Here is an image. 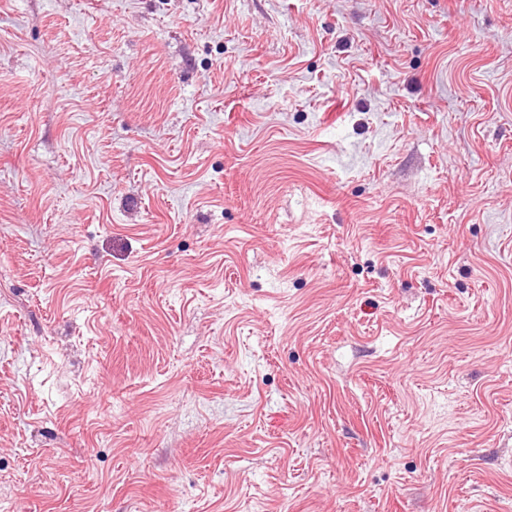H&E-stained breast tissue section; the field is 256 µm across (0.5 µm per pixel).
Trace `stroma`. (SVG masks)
I'll use <instances>...</instances> for the list:
<instances>
[{
	"label": "stroma",
	"instance_id": "1",
	"mask_svg": "<svg viewBox=\"0 0 512 512\" xmlns=\"http://www.w3.org/2000/svg\"><path fill=\"white\" fill-rule=\"evenodd\" d=\"M0 512H512V0H0Z\"/></svg>",
	"mask_w": 512,
	"mask_h": 512
}]
</instances>
